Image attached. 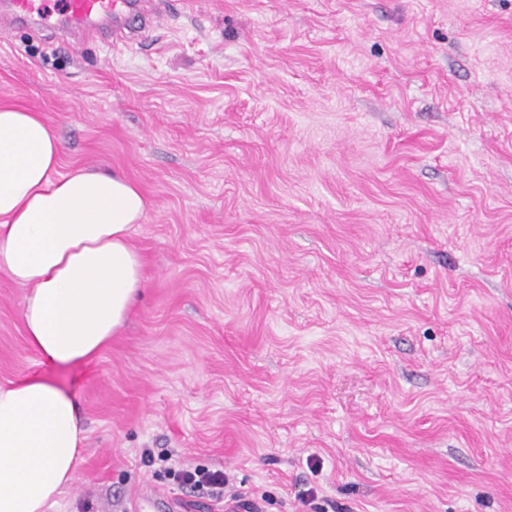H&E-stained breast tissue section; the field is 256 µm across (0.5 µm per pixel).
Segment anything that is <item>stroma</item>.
Listing matches in <instances>:
<instances>
[{
    "label": "stroma",
    "mask_w": 512,
    "mask_h": 512,
    "mask_svg": "<svg viewBox=\"0 0 512 512\" xmlns=\"http://www.w3.org/2000/svg\"><path fill=\"white\" fill-rule=\"evenodd\" d=\"M143 5L75 51L0 28V103L148 201L92 360L35 354L0 272V384L86 430L55 512H225L186 465L263 512H512V0ZM169 476L179 485L201 494L218 495L224 489V473L202 468L170 469Z\"/></svg>",
    "instance_id": "obj_1"
}]
</instances>
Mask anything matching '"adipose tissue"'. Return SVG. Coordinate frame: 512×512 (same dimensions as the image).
Returning <instances> with one entry per match:
<instances>
[{
	"label": "adipose tissue",
	"instance_id": "adipose-tissue-1",
	"mask_svg": "<svg viewBox=\"0 0 512 512\" xmlns=\"http://www.w3.org/2000/svg\"><path fill=\"white\" fill-rule=\"evenodd\" d=\"M42 115L0 105V272L26 288L31 349L59 364L92 359L142 287L130 244L147 202L126 178L60 169ZM85 438L77 405L38 375L0 385V512H50Z\"/></svg>",
	"mask_w": 512,
	"mask_h": 512
}]
</instances>
